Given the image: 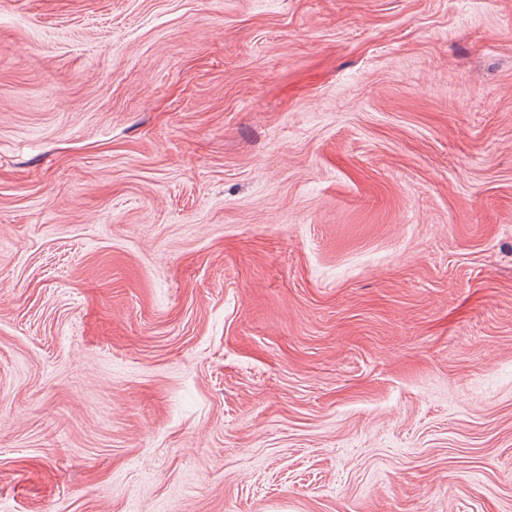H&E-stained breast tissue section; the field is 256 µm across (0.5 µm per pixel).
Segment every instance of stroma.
<instances>
[{
  "label": "stroma",
  "mask_w": 512,
  "mask_h": 512,
  "mask_svg": "<svg viewBox=\"0 0 512 512\" xmlns=\"http://www.w3.org/2000/svg\"><path fill=\"white\" fill-rule=\"evenodd\" d=\"M0 512H512V0H0Z\"/></svg>",
  "instance_id": "obj_1"
}]
</instances>
